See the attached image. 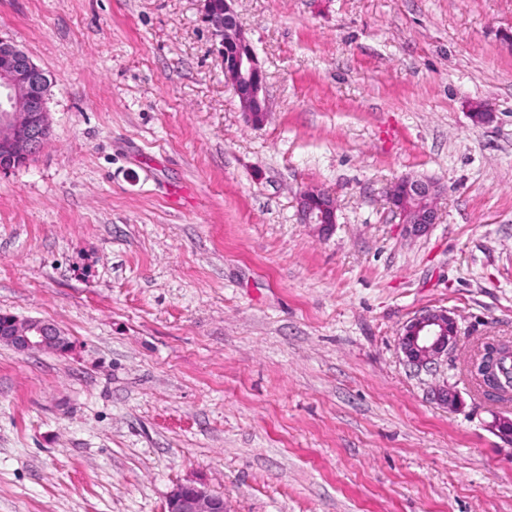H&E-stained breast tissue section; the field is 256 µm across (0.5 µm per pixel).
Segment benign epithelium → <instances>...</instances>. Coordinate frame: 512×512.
I'll use <instances>...</instances> for the list:
<instances>
[{"instance_id": "benign-epithelium-1", "label": "benign epithelium", "mask_w": 512, "mask_h": 512, "mask_svg": "<svg viewBox=\"0 0 512 512\" xmlns=\"http://www.w3.org/2000/svg\"><path fill=\"white\" fill-rule=\"evenodd\" d=\"M203 12L224 66V78L239 99L247 122L259 127L268 115L265 76L253 45L233 7L234 0H202ZM238 46L230 57L225 41ZM12 64L0 69V169L28 160L51 135L46 112V95L50 81L29 56L14 46L0 43V56ZM438 189L431 182L410 176L399 178L389 192V203L402 218L410 234L420 236L438 221L435 199ZM298 212L305 224L328 228L336 223V202L328 193L306 189L299 193ZM459 333L457 320L446 309H426L403 326L398 344L406 363L417 369H430L448 357ZM0 342L20 353H66L69 338L48 320L25 318L0 313ZM512 353V345L485 343L469 364V375L484 381L497 374L498 359L503 349ZM436 400L454 408L460 402L451 386L436 389ZM167 512H225L224 499L192 484L179 485L168 499Z\"/></svg>"}]
</instances>
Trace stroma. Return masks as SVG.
<instances>
[{
  "mask_svg": "<svg viewBox=\"0 0 512 512\" xmlns=\"http://www.w3.org/2000/svg\"><path fill=\"white\" fill-rule=\"evenodd\" d=\"M234 8L258 128L201 0H0L51 82L49 140L0 169V313L72 342L0 344V512H166L181 484L227 512H512V408L466 370L512 342V0ZM403 176L442 189L419 237ZM426 308L459 337L417 371L398 336ZM203 12L214 39L218 42V53L224 66V78L239 99L247 122L260 127L268 115V100L265 94V76L257 59L253 45L242 27L233 7L234 0H202ZM225 39L238 46H226ZM235 53V54H234ZM229 56H233L230 58ZM297 205L304 224H317L328 228L336 222V202L326 192L314 189L301 191Z\"/></svg>",
  "mask_w": 512,
  "mask_h": 512,
  "instance_id": "1",
  "label": "stroma"
}]
</instances>
